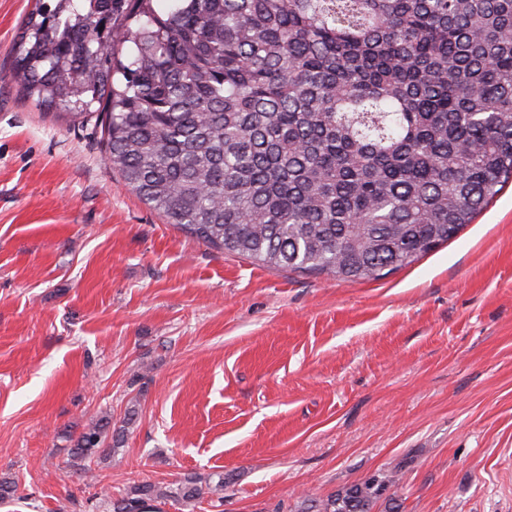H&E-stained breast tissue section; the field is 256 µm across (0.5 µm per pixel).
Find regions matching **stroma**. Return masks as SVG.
Instances as JSON below:
<instances>
[{
  "mask_svg": "<svg viewBox=\"0 0 512 512\" xmlns=\"http://www.w3.org/2000/svg\"><path fill=\"white\" fill-rule=\"evenodd\" d=\"M35 0H0V512H103L135 482L223 471L274 512L401 467L403 512H512V182L373 281L211 249L126 191L99 127L11 78ZM138 407L89 474L67 439Z\"/></svg>",
  "mask_w": 512,
  "mask_h": 512,
  "instance_id": "35a3bbf8",
  "label": "stroma"
}]
</instances>
